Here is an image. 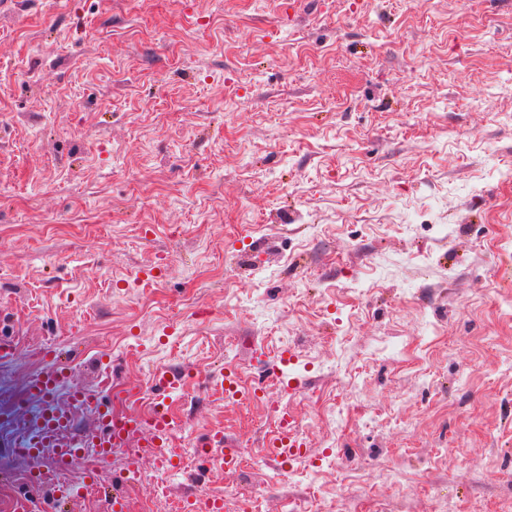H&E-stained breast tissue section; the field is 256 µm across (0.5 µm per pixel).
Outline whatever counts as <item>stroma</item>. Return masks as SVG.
I'll return each instance as SVG.
<instances>
[{"label": "stroma", "mask_w": 512, "mask_h": 512, "mask_svg": "<svg viewBox=\"0 0 512 512\" xmlns=\"http://www.w3.org/2000/svg\"><path fill=\"white\" fill-rule=\"evenodd\" d=\"M0 337L21 415L51 360L107 405L186 375L127 512H512V0H0ZM40 466L0 447V505L53 512ZM293 416L288 413V431L284 427L271 437L265 444L272 448L274 458L281 464H286L304 452L305 444L297 435V428ZM231 502L232 508H228L226 500L223 502V500L200 496L195 501L194 508L201 512H222L223 510L247 511L253 507V499L249 494L235 496Z\"/></svg>", "instance_id": "35a3bbf8"}]
</instances>
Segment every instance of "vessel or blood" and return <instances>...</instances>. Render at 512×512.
<instances>
[{"mask_svg":"<svg viewBox=\"0 0 512 512\" xmlns=\"http://www.w3.org/2000/svg\"><path fill=\"white\" fill-rule=\"evenodd\" d=\"M26 389L41 409L26 416L28 434L22 442H15L4 434L5 428L16 423V414H0V445L10 448L13 454L28 457L48 451L66 466L78 462L89 447L97 448L102 454H112L133 446L139 448L143 457L169 462L165 451L169 415L165 410H158L149 422L136 413L112 412L110 407L99 405L93 390L75 381L70 369L57 365L30 377ZM89 406L98 409L97 427L74 433L75 411ZM267 445L274 458L283 464L303 454L305 447L293 425L279 430Z\"/></svg>","mask_w":512,"mask_h":512,"instance_id":"obj_1","label":"vessel or blood"}]
</instances>
